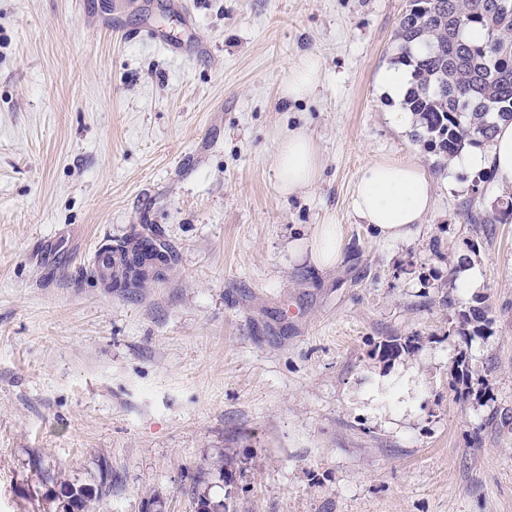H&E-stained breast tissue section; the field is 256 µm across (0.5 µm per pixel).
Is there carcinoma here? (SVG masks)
Returning <instances> with one entry per match:
<instances>
[{"instance_id": "carcinoma-1", "label": "carcinoma", "mask_w": 512, "mask_h": 512, "mask_svg": "<svg viewBox=\"0 0 512 512\" xmlns=\"http://www.w3.org/2000/svg\"><path fill=\"white\" fill-rule=\"evenodd\" d=\"M396 40L411 77L403 105L442 162L512 121V0H412ZM167 262L157 236L141 234L116 251L114 277L137 283ZM93 494L63 488V512H85Z\"/></svg>"}]
</instances>
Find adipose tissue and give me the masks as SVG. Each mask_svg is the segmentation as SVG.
<instances>
[{
    "label": "adipose tissue",
    "mask_w": 512,
    "mask_h": 512,
    "mask_svg": "<svg viewBox=\"0 0 512 512\" xmlns=\"http://www.w3.org/2000/svg\"><path fill=\"white\" fill-rule=\"evenodd\" d=\"M319 72L314 56L302 57L288 73L282 88L283 98L313 96L319 84ZM271 165L275 188L284 196L313 185L323 171L317 144L301 128L279 136ZM456 166L466 170L489 168L500 185L512 187V122L500 123L485 150H470L457 159ZM433 192V179L417 164L378 161L362 169L355 183L352 205L376 236L403 241L429 212ZM294 249L316 268H333L343 258V228L331 221L323 222L310 238L295 242Z\"/></svg>",
    "instance_id": "adipose-tissue-1"
}]
</instances>
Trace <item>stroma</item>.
<instances>
[{
    "label": "stroma",
    "instance_id": "obj_1",
    "mask_svg": "<svg viewBox=\"0 0 512 512\" xmlns=\"http://www.w3.org/2000/svg\"><path fill=\"white\" fill-rule=\"evenodd\" d=\"M0 0V512H512V217L378 93L410 0ZM119 19L133 38L110 32ZM306 54L314 97L280 88ZM324 164L275 189L279 133ZM435 182L417 233L358 219L360 171ZM344 258L294 257L317 224ZM150 224L173 262L112 287L95 251ZM487 316L462 336L459 313ZM413 337L397 357L384 344ZM63 490V496L66 498L62 507L64 512H84L88 507L87 503L92 500L93 494H102V489L97 490L95 493L90 488H74L65 487Z\"/></svg>",
    "mask_w": 512,
    "mask_h": 512
}]
</instances>
